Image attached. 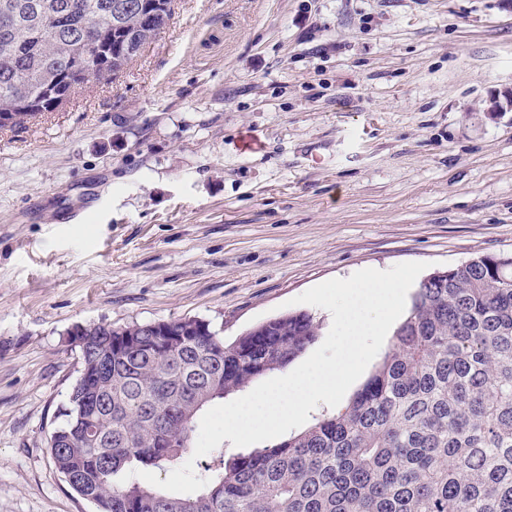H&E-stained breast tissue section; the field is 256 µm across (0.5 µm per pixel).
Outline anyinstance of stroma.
Wrapping results in <instances>:
<instances>
[{"mask_svg": "<svg viewBox=\"0 0 512 512\" xmlns=\"http://www.w3.org/2000/svg\"><path fill=\"white\" fill-rule=\"evenodd\" d=\"M511 87L512 0H175L121 77L0 128V512H97L49 448L75 327L229 344L362 269L512 253Z\"/></svg>", "mask_w": 512, "mask_h": 512, "instance_id": "1", "label": "stroma"}]
</instances>
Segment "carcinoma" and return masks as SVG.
<instances>
[{
  "mask_svg": "<svg viewBox=\"0 0 512 512\" xmlns=\"http://www.w3.org/2000/svg\"><path fill=\"white\" fill-rule=\"evenodd\" d=\"M0 0V115L23 126L68 101V80L110 83L154 41L174 0ZM90 336L85 370L50 441L55 466L99 512H512V255L438 270L418 286L372 375L348 405L304 432L198 465L191 495L142 485L132 471L174 470L193 454L196 418L288 366L316 336L294 312L233 343L184 318ZM139 336L143 348L97 347ZM102 403L91 418L86 397Z\"/></svg>",
  "mask_w": 512,
  "mask_h": 512,
  "instance_id": "1",
  "label": "carcinoma"
}]
</instances>
